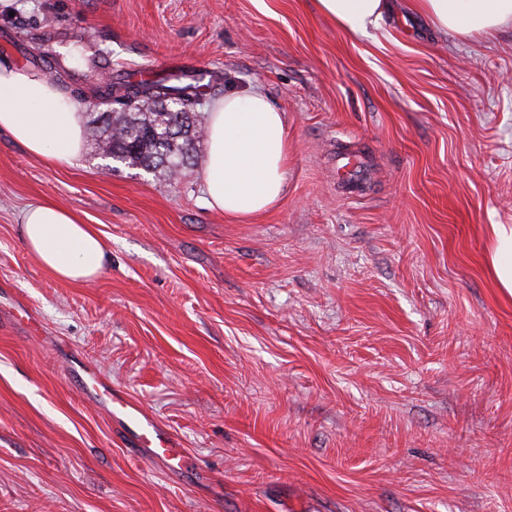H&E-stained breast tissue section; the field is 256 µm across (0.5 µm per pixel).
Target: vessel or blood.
I'll return each mask as SVG.
<instances>
[{
    "label": "vessel or blood",
    "instance_id": "obj_1",
    "mask_svg": "<svg viewBox=\"0 0 512 512\" xmlns=\"http://www.w3.org/2000/svg\"><path fill=\"white\" fill-rule=\"evenodd\" d=\"M82 389L93 396L116 421L130 447L148 449L151 456L163 462L167 470L179 472L186 465L180 442L164 431L137 404L90 368L79 375Z\"/></svg>",
    "mask_w": 512,
    "mask_h": 512
}]
</instances>
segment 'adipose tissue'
Masks as SVG:
<instances>
[{"mask_svg": "<svg viewBox=\"0 0 512 512\" xmlns=\"http://www.w3.org/2000/svg\"><path fill=\"white\" fill-rule=\"evenodd\" d=\"M319 12L347 36L380 27L388 0H316ZM412 10L437 31L486 33L512 22V0H412ZM84 101L43 73L0 59V131L53 165H75L85 143ZM202 172L209 207L247 220L286 191L288 133L283 112L262 92H231L213 102ZM26 249L55 277L89 282L105 269V241L80 214L52 201L29 205L21 220ZM490 269L512 295V225L491 227Z\"/></svg>", "mask_w": 512, "mask_h": 512, "instance_id": "obj_1", "label": "adipose tissue"}]
</instances>
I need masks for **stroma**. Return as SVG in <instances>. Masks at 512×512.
Returning a JSON list of instances; mask_svg holds the SVG:
<instances>
[{"label":"stroma","instance_id":"35a3bbf8","mask_svg":"<svg viewBox=\"0 0 512 512\" xmlns=\"http://www.w3.org/2000/svg\"><path fill=\"white\" fill-rule=\"evenodd\" d=\"M350 38L315 0H17L0 57L84 89L191 62L209 97L285 115L287 191L232 221L181 179L56 168L0 132V512H512V297L486 261L512 225V24L444 36L390 0ZM364 188L336 178L338 141ZM52 200L105 240L94 281L21 235ZM93 368L181 443L175 475L88 400Z\"/></svg>","mask_w":512,"mask_h":512}]
</instances>
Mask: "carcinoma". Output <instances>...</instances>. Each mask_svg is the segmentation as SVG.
<instances>
[{"mask_svg":"<svg viewBox=\"0 0 512 512\" xmlns=\"http://www.w3.org/2000/svg\"><path fill=\"white\" fill-rule=\"evenodd\" d=\"M130 88L144 94L142 107L129 112L96 111L102 105L122 104L119 96ZM206 96V87L168 75L113 83L111 91L95 94L87 135L105 158L149 173L158 169L181 173L191 165L196 144L203 138L197 109Z\"/></svg>","mask_w":512,"mask_h":512,"instance_id":"obj_1","label":"carcinoma"}]
</instances>
